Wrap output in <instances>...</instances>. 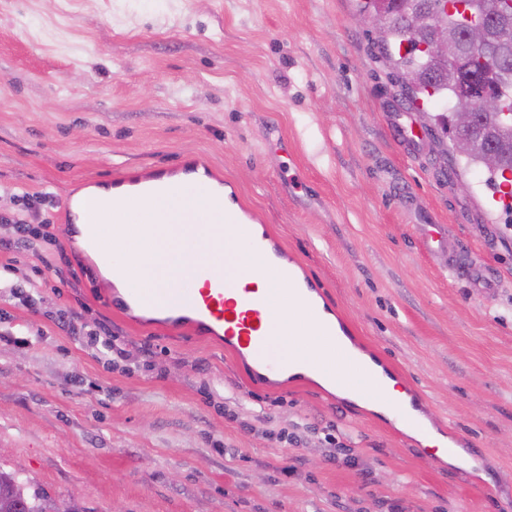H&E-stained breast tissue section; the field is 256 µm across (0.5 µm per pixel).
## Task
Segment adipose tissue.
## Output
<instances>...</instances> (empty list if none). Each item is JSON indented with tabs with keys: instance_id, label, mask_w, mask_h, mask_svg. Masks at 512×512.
I'll list each match as a JSON object with an SVG mask.
<instances>
[{
	"instance_id": "adipose-tissue-1",
	"label": "adipose tissue",
	"mask_w": 512,
	"mask_h": 512,
	"mask_svg": "<svg viewBox=\"0 0 512 512\" xmlns=\"http://www.w3.org/2000/svg\"><path fill=\"white\" fill-rule=\"evenodd\" d=\"M215 206V201L205 194L183 188L139 207L124 222L101 221L98 233L101 239L110 238L122 243L129 259L126 269L128 281L146 288L170 289L175 285L171 277L173 270L192 272L208 255L204 249L193 253L183 249L187 226L182 223V216L199 208L211 211ZM210 229L213 236L224 241L220 272L234 275L240 285L252 284L272 290L268 320L272 329L288 332L287 341L279 344L278 351L289 358L292 373L308 376L326 386L330 384L329 373L337 360L349 359L357 373L373 374L376 382L362 389L339 385L335 387L337 395L385 416L390 415L394 406H408L409 398L400 389L398 381L385 375L381 365L355 348L348 337L340 333L317 335L308 326L305 316L279 312V292L286 289V282L276 276H259L263 259L239 250L236 241L238 230L234 225L214 223Z\"/></svg>"
}]
</instances>
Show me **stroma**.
<instances>
[{"label": "stroma", "instance_id": "35a3bbf8", "mask_svg": "<svg viewBox=\"0 0 512 512\" xmlns=\"http://www.w3.org/2000/svg\"><path fill=\"white\" fill-rule=\"evenodd\" d=\"M361 2L0 0V213L30 228L0 223L1 469L80 512H512V213L444 126L409 110L424 137L395 142L407 102ZM194 157L469 465L113 307L64 205ZM403 116L404 112L394 110L389 121L394 139L408 151L415 146V143H417L421 137L413 130V128H408L403 123Z\"/></svg>", "mask_w": 512, "mask_h": 512}]
</instances>
